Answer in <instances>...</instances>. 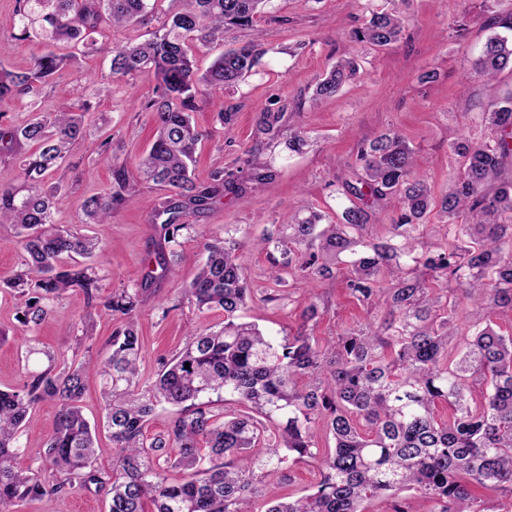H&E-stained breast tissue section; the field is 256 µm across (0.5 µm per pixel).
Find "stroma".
Masks as SVG:
<instances>
[{"label":"stroma","mask_w":512,"mask_h":512,"mask_svg":"<svg viewBox=\"0 0 512 512\" xmlns=\"http://www.w3.org/2000/svg\"><path fill=\"white\" fill-rule=\"evenodd\" d=\"M15 0H0V63L13 69L27 67L41 50L37 42L15 39ZM398 9L404 18L401 39L390 49L375 51L352 42L353 30L364 25L373 10ZM512 10V0H268L258 26L264 34V54L244 82L225 89V108L233 119L221 124L212 98H198L192 114L204 134L199 146L195 174L207 179L214 169L242 165L254 145L262 113H283L284 126L303 127L308 143L301 151L288 150L277 139L262 152L274 177L262 188H249L225 195L222 204L196 217V224L220 233L236 229L256 240L275 232L289 215L313 208L339 220L343 201L336 180L350 177L361 142L381 132L401 134L416 152L415 171L434 194L447 191L461 159L451 143L459 138L482 140L487 130L482 108L489 99L512 91V70L501 71L493 83L480 79L463 81L464 66L476 58L488 36L483 27L492 11ZM356 56L360 70L346 81L335 97L312 102L317 80L342 58ZM434 81H422L428 71ZM155 82L142 75L113 82L111 94L92 98L91 133L68 159L65 187L55 199L56 224L97 239L101 245L90 259L99 270L103 295L139 282L146 263L156 260L153 242L156 228L151 209L161 191L142 184L136 198L119 207L108 224L82 223V203L111 179L116 162L134 164L153 140L150 113L141 105L151 96ZM110 148H103L104 139ZM185 259L175 265L174 276L162 283V303H148L137 316L144 358L140 378L154 380L163 365L177 355L189 340V327L203 329L222 322L219 311H198L181 290L195 274L194 256L200 240L183 238ZM291 299L273 307L250 302L240 319L258 324L274 338L305 327L318 342L335 338L344 327L374 324L377 311L360 305L345 292L344 281H318L314 292L291 283ZM318 306L317 316L303 320L308 302ZM18 297L0 292V327L10 329V339L0 344V388H17L28 377L26 355L35 347L72 363L92 357L105 361L111 354L109 340L115 327L110 315L83 323V299L67 295L51 302L50 314L40 326L28 329L17 321ZM82 406L90 422L99 423L94 465L111 471L115 450L106 429L101 384L88 376ZM58 406L44 401L33 410V422L21 436L18 467H40L45 441ZM316 460L307 458L291 472L290 480L266 478L263 500L290 493L311 491L320 481ZM17 512H108L105 495L75 491L64 497L24 501Z\"/></svg>","instance_id":"1"}]
</instances>
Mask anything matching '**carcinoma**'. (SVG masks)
I'll return each instance as SVG.
<instances>
[{
	"mask_svg": "<svg viewBox=\"0 0 512 512\" xmlns=\"http://www.w3.org/2000/svg\"><path fill=\"white\" fill-rule=\"evenodd\" d=\"M158 0H17L18 39H35L45 50L28 67L0 63V105L27 100L29 116L0 124V155L18 164L15 185L0 186V224H9L22 247V269L0 286L24 298L25 326H38L50 302L66 294L83 296L85 314L106 313L117 321L111 355L95 366L104 378V426L117 456L112 473L93 465L94 434L81 401L90 364L30 373L20 389H0V512H15L24 500L95 490L109 498V512H258L262 477L281 475L309 457H320L316 490L282 497L264 512H363L376 501L380 512H485L477 490L500 493L512 505V334L494 329L512 319V94L493 100L483 112L488 134L480 142L456 141L459 172L439 199L423 179L413 177L415 151L394 131L362 146L355 181L341 182L348 205L342 223L311 210L289 218L277 238L254 247L268 255L274 280L315 283L347 264L345 289L356 301L384 309L377 327L350 325L336 342L321 347L299 329L277 341L257 325L238 322L255 289L242 275L241 243L213 235L190 214L222 203L244 183L264 185L270 169L255 147L240 175L213 171L195 177L196 151L203 138L191 112L197 95L234 87L251 75L263 54L261 35L224 51L200 74L195 54L233 30H253L269 0H167L164 19L152 37L111 48L110 81L82 76L77 105L49 112L44 89L78 57L104 49L112 33L143 24ZM492 31L469 75L486 81L512 67V12L486 16ZM403 22L396 10L373 12L353 40L376 49L394 45ZM151 71L157 81L143 105L152 113L154 141L137 161L143 179L171 193L154 205L151 223L160 225V253L180 257L181 238L203 240L205 257L183 288L198 309L221 310L220 327L190 331L191 341L141 386V342L135 318L168 277L148 270L134 288L100 294L99 274L82 262L97 241L55 225L53 200L64 180L46 181L85 138L90 97L112 93V81ZM358 71L355 57L336 63L314 90V99L336 95ZM281 113L263 115L260 131L270 138L288 133L301 146L306 131L280 125ZM124 164L112 167L109 184L83 204L84 224L112 221L114 210L136 196ZM447 227L442 240L418 249L420 229L431 208ZM389 208L390 236L365 239L377 208ZM472 306L464 351L448 344L459 336L458 297ZM59 404L46 442L50 472L15 465L20 432L32 408L44 399ZM246 408L218 410V404ZM173 408L164 433L149 437L146 426L157 406ZM448 414L441 415L439 407ZM324 429L334 447H317ZM276 449L259 450L268 436ZM177 451L175 457L168 450ZM189 472L170 481L159 461Z\"/></svg>",
	"mask_w": 512,
	"mask_h": 512,
	"instance_id": "1",
	"label": "carcinoma"
}]
</instances>
